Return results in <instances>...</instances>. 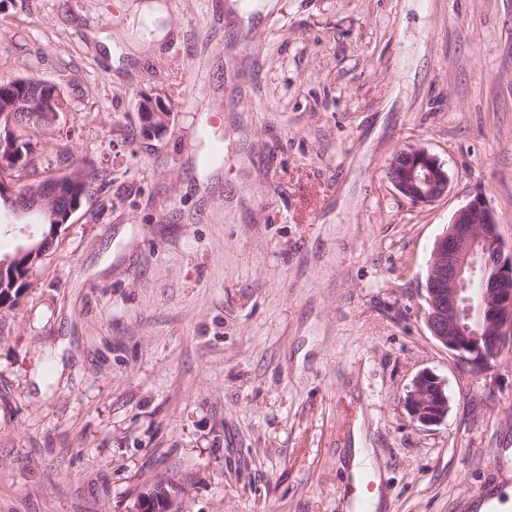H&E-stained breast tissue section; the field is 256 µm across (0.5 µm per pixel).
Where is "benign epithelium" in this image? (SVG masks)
<instances>
[{
  "mask_svg": "<svg viewBox=\"0 0 512 512\" xmlns=\"http://www.w3.org/2000/svg\"><path fill=\"white\" fill-rule=\"evenodd\" d=\"M138 122L143 133L164 132L170 107L149 92L139 95ZM63 109L59 89L43 80L24 79L21 93L0 98V159H7L16 172L29 167L33 154L18 150L15 129L27 126L52 127ZM389 181L403 197L415 204L431 203L448 193V173L444 165L426 149L408 145L395 152ZM88 183L82 166H75L58 178L35 181L23 192L12 182L0 179V198L18 217L35 213L53 229L67 223L76 210V185ZM52 237L43 234L18 246L14 255L0 259V276L33 268L47 252ZM481 285L478 299L469 286ZM425 318L431 335L454 357L476 371L491 367L512 341V248L505 249L497 215L486 195L479 193L453 214L447 231L432 250L426 275ZM412 418L422 425L441 423L448 414V394L444 381L430 372L419 374L407 395ZM185 490L172 494L167 483L157 482L140 489L127 512H144L154 506L151 496L177 503Z\"/></svg>",
  "mask_w": 512,
  "mask_h": 512,
  "instance_id": "1",
  "label": "benign epithelium"
}]
</instances>
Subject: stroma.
Masks as SVG:
<instances>
[{"label": "stroma", "instance_id": "stroma-1", "mask_svg": "<svg viewBox=\"0 0 512 512\" xmlns=\"http://www.w3.org/2000/svg\"><path fill=\"white\" fill-rule=\"evenodd\" d=\"M146 2L0 0V76L65 101L15 184H104L0 310V512H127L170 479L178 512H345L358 436L378 512H477L512 487V344L472 372L425 277L477 193L512 244V0H157L148 29ZM143 90L171 108L156 138ZM409 144L447 196L390 184ZM423 372L433 426L405 407ZM390 169V183L412 203H431L448 193L444 165L425 148L408 145L397 150L389 163ZM412 418L422 425L441 423L448 414V394L444 381L430 372L419 374L407 395Z\"/></svg>", "mask_w": 512, "mask_h": 512}]
</instances>
